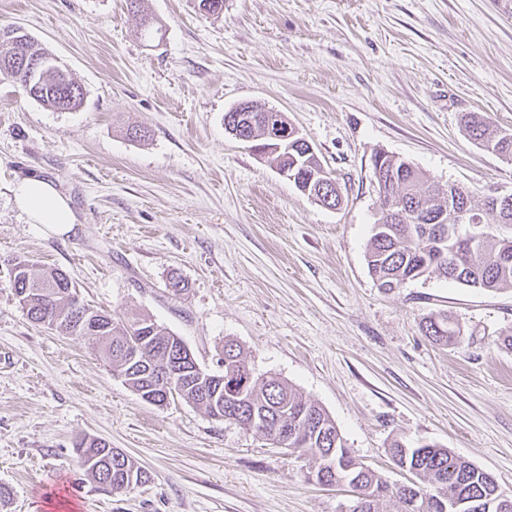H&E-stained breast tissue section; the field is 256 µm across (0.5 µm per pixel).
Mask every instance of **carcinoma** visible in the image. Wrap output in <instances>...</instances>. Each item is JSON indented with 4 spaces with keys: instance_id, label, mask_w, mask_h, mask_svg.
<instances>
[{
    "instance_id": "obj_1",
    "label": "carcinoma",
    "mask_w": 512,
    "mask_h": 512,
    "mask_svg": "<svg viewBox=\"0 0 512 512\" xmlns=\"http://www.w3.org/2000/svg\"><path fill=\"white\" fill-rule=\"evenodd\" d=\"M25 48L44 59L45 66L35 77L18 64V55ZM0 76L27 91L36 86L33 100L58 112L75 111L84 102L82 85L57 64L52 53L19 28H0ZM236 116L242 123L239 135L255 140L263 135L266 120L273 113L257 105L255 111L238 112ZM462 124L475 144L512 161V137L506 139L490 131L483 114L467 112ZM379 157L386 172L392 174L386 191L405 201L402 210L438 214L448 208V199L455 198L459 209L480 217L485 235L471 243L466 237H457L451 224H433L429 232L422 224H391L389 210L381 203L366 252L367 266L378 288L390 292L435 274L484 291L512 289V206L497 209L488 195L477 208L468 191L460 192L452 186V195L442 197L434 183L411 162L384 153ZM268 159L276 167L297 174L320 163L318 155L308 153L306 143L293 138L282 150L270 153ZM493 224L497 228H491ZM11 288L31 322L70 336L94 337L98 353L138 394L150 385L155 374L175 368L177 356L168 348L172 333L166 327L148 315L122 320L90 305L79 309L73 296L76 286L60 269L38 270L30 260L20 259L13 265ZM80 313L98 322L99 329L77 331L75 316ZM422 330L438 344L464 343L461 330L445 313L425 317ZM222 359V369L206 370L204 374L224 380L223 385L186 370L175 379L178 397L204 408L213 418L217 407L228 418L236 415L237 426L268 440L288 432L287 448L314 461L315 469L308 476L318 484L348 485L358 480L353 512H388L387 503L391 501L400 505V512H443V505L456 500L470 501L472 512H512V502L500 510L488 507L502 495L491 474L447 448L431 444L412 448L396 438L389 446L392 461L400 468L416 470L412 490L399 492L380 473L352 456L336 423L319 404L277 376L256 374L241 347L232 341L224 342ZM76 452L84 475L109 490L123 485L129 491L149 480L134 460L106 448L96 438H82Z\"/></svg>"
}]
</instances>
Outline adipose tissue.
<instances>
[{"label":"adipose tissue","instance_id":"adipose-tissue-1","mask_svg":"<svg viewBox=\"0 0 512 512\" xmlns=\"http://www.w3.org/2000/svg\"><path fill=\"white\" fill-rule=\"evenodd\" d=\"M12 194L16 207L30 223L44 225L57 235L72 230L74 215L69 202L51 182L28 175L15 182Z\"/></svg>","mask_w":512,"mask_h":512}]
</instances>
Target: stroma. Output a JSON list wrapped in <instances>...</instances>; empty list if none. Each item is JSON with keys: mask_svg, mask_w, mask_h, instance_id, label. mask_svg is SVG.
<instances>
[{"mask_svg": "<svg viewBox=\"0 0 512 512\" xmlns=\"http://www.w3.org/2000/svg\"><path fill=\"white\" fill-rule=\"evenodd\" d=\"M145 0L141 39L125 0H0V27L32 35L84 87L54 112L0 78V512H340L342 487L309 461L181 399L133 392L89 338L32 323L10 287L15 260L57 268L117 318L152 316L217 370L236 341L256 374L318 403L352 454L394 484V436L450 449L512 493V290L431 276L382 292L366 251L379 199L372 158L413 162L474 202L512 192V163L477 148L465 112L512 130V0ZM286 112L336 181L329 209L302 194L224 114ZM149 128L145 141L126 134ZM28 173L69 201L70 233L30 223L10 191ZM187 285L173 295L169 282ZM446 313L465 342L436 344ZM101 438L147 472L111 493L74 445ZM422 330L438 344L461 346L464 343L461 330L445 313H431L425 317Z\"/></svg>", "mask_w": 512, "mask_h": 512, "instance_id": "stroma-1", "label": "stroma"}]
</instances>
